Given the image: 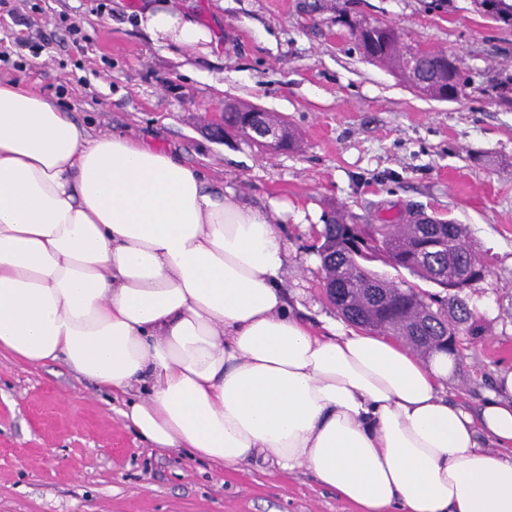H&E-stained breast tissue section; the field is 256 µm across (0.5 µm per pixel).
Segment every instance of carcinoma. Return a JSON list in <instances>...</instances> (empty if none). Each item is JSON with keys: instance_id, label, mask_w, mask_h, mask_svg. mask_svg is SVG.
Segmentation results:
<instances>
[{"instance_id": "1", "label": "carcinoma", "mask_w": 512, "mask_h": 512, "mask_svg": "<svg viewBox=\"0 0 512 512\" xmlns=\"http://www.w3.org/2000/svg\"><path fill=\"white\" fill-rule=\"evenodd\" d=\"M498 23L512 28V0H494ZM338 22L348 27L359 50L375 63L389 65L407 75L395 29L376 22L371 41L359 32V24L348 15ZM424 63L433 80L419 87L422 94L443 100L445 95L460 97L471 85L467 73L448 72L445 54L428 53ZM479 91L501 105L512 108V72L493 75ZM317 253L325 278L336 284V297L330 299L337 312L354 326L385 336H393L420 353L431 356L435 345L458 356L464 337L477 335L479 318L470 308L466 289L443 296L430 293L401 279H389L369 267L382 259L394 269L430 283L451 278L462 266L482 263L470 227L435 219L425 224H349L338 215L324 225Z\"/></svg>"}]
</instances>
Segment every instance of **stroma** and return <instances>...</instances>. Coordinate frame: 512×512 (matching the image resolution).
<instances>
[{
    "label": "stroma",
    "instance_id": "35a3bbf8",
    "mask_svg": "<svg viewBox=\"0 0 512 512\" xmlns=\"http://www.w3.org/2000/svg\"><path fill=\"white\" fill-rule=\"evenodd\" d=\"M166 5L208 28L211 43L153 39L138 14ZM343 10L458 54L472 88L455 101L412 91L363 58L336 22ZM4 50L1 82L23 80L91 134L176 153L247 206L287 202L283 279L310 320L337 315L317 257L336 213L351 224H402L418 211L469 225L491 274L468 292L483 332L448 395L477 409L494 376L512 371V110L479 91L512 71V31L473 0H0ZM228 101L284 120L293 148L210 137L204 117ZM126 398L61 362L0 356V512H358L303 468L220 469L154 451L124 423Z\"/></svg>",
    "mask_w": 512,
    "mask_h": 512
}]
</instances>
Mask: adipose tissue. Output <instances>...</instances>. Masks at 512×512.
<instances>
[{
  "label": "adipose tissue",
  "instance_id": "ef3b65f1",
  "mask_svg": "<svg viewBox=\"0 0 512 512\" xmlns=\"http://www.w3.org/2000/svg\"><path fill=\"white\" fill-rule=\"evenodd\" d=\"M139 23L212 39L164 8ZM287 209L0 82V354L115 396L144 386L121 416L161 451L303 467L361 512H512V371L474 414L444 393L448 354L312 328L281 279Z\"/></svg>",
  "mask_w": 512,
  "mask_h": 512
}]
</instances>
